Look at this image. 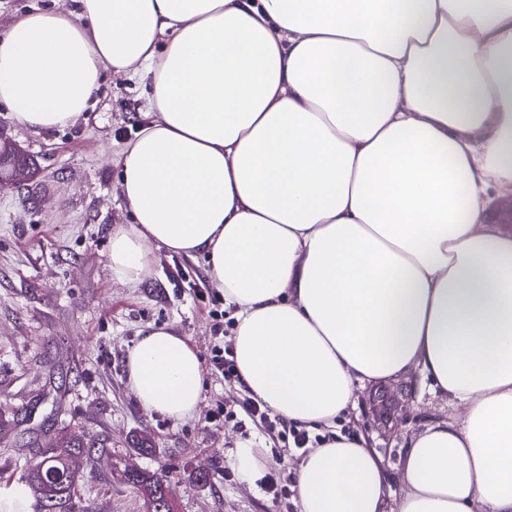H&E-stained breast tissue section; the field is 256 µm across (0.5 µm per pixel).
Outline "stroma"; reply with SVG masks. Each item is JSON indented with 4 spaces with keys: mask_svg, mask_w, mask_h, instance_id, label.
<instances>
[{
    "mask_svg": "<svg viewBox=\"0 0 512 512\" xmlns=\"http://www.w3.org/2000/svg\"><path fill=\"white\" fill-rule=\"evenodd\" d=\"M143 87L104 74L77 124L34 132L0 104V142L22 150L37 174L25 185L0 177V512H27L20 467L49 452L54 438L104 445L95 473L77 496L88 512H145L143 499L114 462L172 472L178 512H283L265 493L264 465L247 479L230 464L235 448L264 447L253 422L210 421L217 406L237 410L246 395L207 363L216 343L211 300L174 277L207 279L202 257L153 249L143 282L127 287L108 261L113 227L131 221L118 190L119 157L146 124ZM183 336L204 363L200 408L175 422L143 410L129 388L125 361L147 326ZM419 373L361 392L342 430L363 436L397 484L410 439L455 409L420 390ZM147 451H140L141 439Z\"/></svg>",
    "mask_w": 512,
    "mask_h": 512,
    "instance_id": "obj_1",
    "label": "stroma"
}]
</instances>
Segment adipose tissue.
<instances>
[{"instance_id":"1","label":"adipose tissue","mask_w":512,"mask_h":512,"mask_svg":"<svg viewBox=\"0 0 512 512\" xmlns=\"http://www.w3.org/2000/svg\"><path fill=\"white\" fill-rule=\"evenodd\" d=\"M0 37V103L35 132L103 73L147 83L121 153L131 215L109 262L203 256L234 307L240 382L332 426L419 372L458 416L380 454L337 435L295 467L299 512H512V0H72ZM140 406L194 416L203 371L174 330L126 359Z\"/></svg>"}]
</instances>
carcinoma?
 I'll use <instances>...</instances> for the list:
<instances>
[{
  "label": "carcinoma",
  "instance_id": "carcinoma-1",
  "mask_svg": "<svg viewBox=\"0 0 512 512\" xmlns=\"http://www.w3.org/2000/svg\"><path fill=\"white\" fill-rule=\"evenodd\" d=\"M21 169L31 173L27 157L8 143L1 145L0 175L10 176ZM94 462L93 450L72 443L65 435L58 438L50 455L28 465L20 480L32 495V512H76L77 482L94 469ZM124 479L141 494L146 512H176L167 493L168 472L128 469Z\"/></svg>",
  "mask_w": 512,
  "mask_h": 512
}]
</instances>
